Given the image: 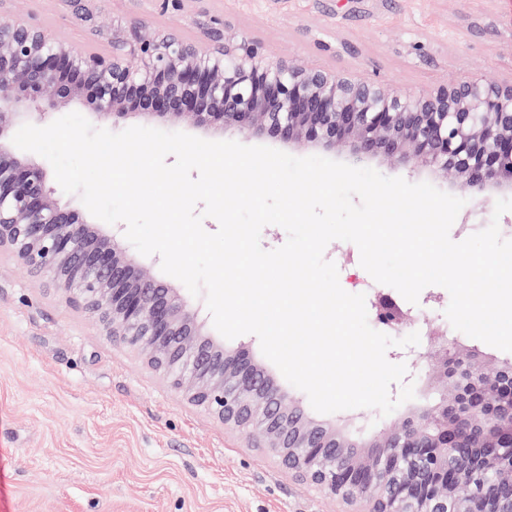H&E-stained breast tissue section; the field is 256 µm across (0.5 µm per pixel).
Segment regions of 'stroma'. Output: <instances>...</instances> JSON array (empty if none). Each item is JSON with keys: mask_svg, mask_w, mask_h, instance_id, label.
<instances>
[{"mask_svg": "<svg viewBox=\"0 0 512 512\" xmlns=\"http://www.w3.org/2000/svg\"><path fill=\"white\" fill-rule=\"evenodd\" d=\"M80 19L68 0H7L0 24L22 12L63 41L108 49L103 35L134 19L198 40L197 20L227 39L247 36L273 58L354 74L395 89L427 91L479 76L512 82V0H95ZM181 132L210 141L268 146L296 157L346 162L343 149L299 148L233 128ZM388 177L427 182L464 198L449 235L460 242L497 222L512 240V211L493 218L473 191L405 161L370 160ZM343 290L366 305L389 297L414 316L412 331L440 330L486 362L505 352L458 337L445 315L449 292L422 290L418 303L375 282L351 242L325 251ZM346 505L296 480L266 448L175 393L137 352L105 336L68 295L0 252V512H345Z\"/></svg>", "mask_w": 512, "mask_h": 512, "instance_id": "35a3bbf8", "label": "stroma"}]
</instances>
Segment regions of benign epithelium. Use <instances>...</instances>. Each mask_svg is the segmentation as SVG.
Returning <instances> with one entry per match:
<instances>
[{
  "label": "benign epithelium",
  "mask_w": 512,
  "mask_h": 512,
  "mask_svg": "<svg viewBox=\"0 0 512 512\" xmlns=\"http://www.w3.org/2000/svg\"><path fill=\"white\" fill-rule=\"evenodd\" d=\"M207 42L141 20L112 29V51L58 40L18 14L0 26V249L12 250L142 355L188 401L271 449L281 467L365 512H512V363L455 350L432 365L440 401L367 442L298 405L247 347L228 349L175 288L138 267L117 235L83 220L48 171L14 149L26 123L73 104L99 121L265 133L298 147H347L355 164L405 160L479 192L512 190V83L471 77L429 91L270 58L249 37ZM43 111H29L35 103ZM400 322L394 305L376 310Z\"/></svg>",
  "instance_id": "1"
}]
</instances>
